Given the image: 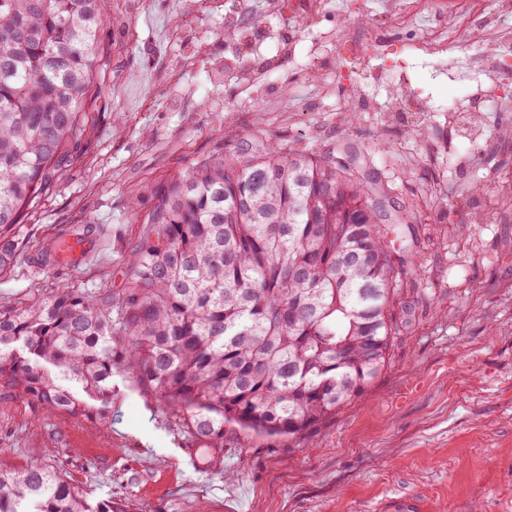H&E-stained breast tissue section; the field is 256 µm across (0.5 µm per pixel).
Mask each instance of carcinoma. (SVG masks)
Returning <instances> with one entry per match:
<instances>
[{
    "label": "carcinoma",
    "mask_w": 512,
    "mask_h": 512,
    "mask_svg": "<svg viewBox=\"0 0 512 512\" xmlns=\"http://www.w3.org/2000/svg\"><path fill=\"white\" fill-rule=\"evenodd\" d=\"M99 0H0V272L16 226L69 165L88 88L107 69ZM121 293L64 288L0 310V384L96 426L115 375L180 412L196 441L224 428L301 434L363 395L406 324L418 251L397 246L418 207L358 155L296 152L247 132L153 192ZM0 512L91 505L57 470L0 469Z\"/></svg>",
    "instance_id": "obj_1"
}]
</instances>
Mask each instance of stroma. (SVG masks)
<instances>
[{"instance_id": "1", "label": "stroma", "mask_w": 512, "mask_h": 512, "mask_svg": "<svg viewBox=\"0 0 512 512\" xmlns=\"http://www.w3.org/2000/svg\"><path fill=\"white\" fill-rule=\"evenodd\" d=\"M104 0L109 59L90 91L86 130L56 185L16 229L22 255L0 274V309L46 298L63 284L119 293L146 233L152 193L236 134L263 130L295 150L338 145L368 160L393 205L420 204L414 239L421 270L409 322L367 391L304 435L226 430L203 448L172 411L116 377L101 426L49 413L0 385V468L60 470L90 502L132 512H380L412 496L424 512H512V206L473 223L483 203L470 185L512 169V14L495 27L488 0H402L411 24L381 18L384 0ZM453 14L469 17L454 42L429 39ZM498 54L500 104L473 46ZM221 80H213L216 66ZM426 112H374L395 85ZM478 114L482 136L448 120ZM356 111V122L342 115ZM422 124L425 138L412 134ZM108 224L94 262L55 265L43 255L62 227Z\"/></svg>"}]
</instances>
